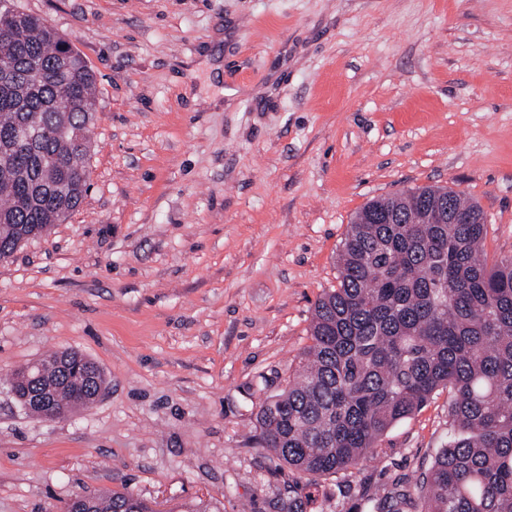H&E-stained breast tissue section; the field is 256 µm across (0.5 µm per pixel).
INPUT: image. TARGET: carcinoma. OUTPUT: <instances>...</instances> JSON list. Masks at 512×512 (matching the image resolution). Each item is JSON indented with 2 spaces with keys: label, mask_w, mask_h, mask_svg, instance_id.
Masks as SVG:
<instances>
[{
  "label": "carcinoma",
  "mask_w": 512,
  "mask_h": 512,
  "mask_svg": "<svg viewBox=\"0 0 512 512\" xmlns=\"http://www.w3.org/2000/svg\"><path fill=\"white\" fill-rule=\"evenodd\" d=\"M96 80L43 18L0 0V256L16 233L39 238L90 188ZM45 132L15 147L24 119ZM477 203L425 186L370 201L339 249L338 287L315 302L311 344L287 387L258 405L259 443L314 481L366 458L395 424L441 388L455 432L428 474L400 491L421 512H512V256H479ZM11 374L17 401L44 390L63 412L97 401L88 358L41 360ZM93 512H156L129 492L94 497Z\"/></svg>",
  "instance_id": "carcinoma-1"
}]
</instances>
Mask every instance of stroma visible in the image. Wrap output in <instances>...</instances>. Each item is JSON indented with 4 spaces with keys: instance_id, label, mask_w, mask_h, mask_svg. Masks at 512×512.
<instances>
[{
    "instance_id": "1",
    "label": "stroma",
    "mask_w": 512,
    "mask_h": 512,
    "mask_svg": "<svg viewBox=\"0 0 512 512\" xmlns=\"http://www.w3.org/2000/svg\"><path fill=\"white\" fill-rule=\"evenodd\" d=\"M98 90L90 189L0 261V512L126 490L157 512H371L448 439L440 391L358 465L308 482L258 443L348 225L422 186L512 255V0H17ZM72 349L92 407L25 412L7 379Z\"/></svg>"
}]
</instances>
